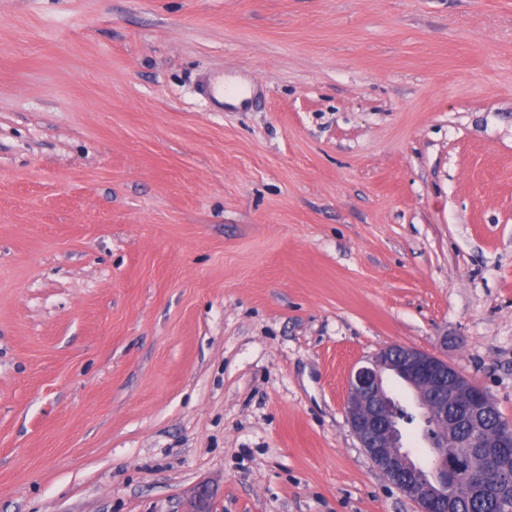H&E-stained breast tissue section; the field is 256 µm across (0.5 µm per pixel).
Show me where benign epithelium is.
<instances>
[{
	"label": "benign epithelium",
	"instance_id": "1",
	"mask_svg": "<svg viewBox=\"0 0 512 512\" xmlns=\"http://www.w3.org/2000/svg\"><path fill=\"white\" fill-rule=\"evenodd\" d=\"M404 380L415 409L398 404L386 376ZM352 432L371 462L418 512H448L452 497L448 469L471 471L473 448L512 449V424L493 417L495 403L447 359L414 347L390 344L351 372L344 404ZM431 421L424 440L432 467L421 471L404 445L402 429L411 419ZM502 504L512 506V462L491 469Z\"/></svg>",
	"mask_w": 512,
	"mask_h": 512
}]
</instances>
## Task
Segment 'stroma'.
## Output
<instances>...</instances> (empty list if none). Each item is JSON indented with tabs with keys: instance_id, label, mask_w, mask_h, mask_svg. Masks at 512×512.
Segmentation results:
<instances>
[{
	"instance_id": "obj_1",
	"label": "stroma",
	"mask_w": 512,
	"mask_h": 512,
	"mask_svg": "<svg viewBox=\"0 0 512 512\" xmlns=\"http://www.w3.org/2000/svg\"><path fill=\"white\" fill-rule=\"evenodd\" d=\"M393 343L512 422V0H0V512H416Z\"/></svg>"
}]
</instances>
